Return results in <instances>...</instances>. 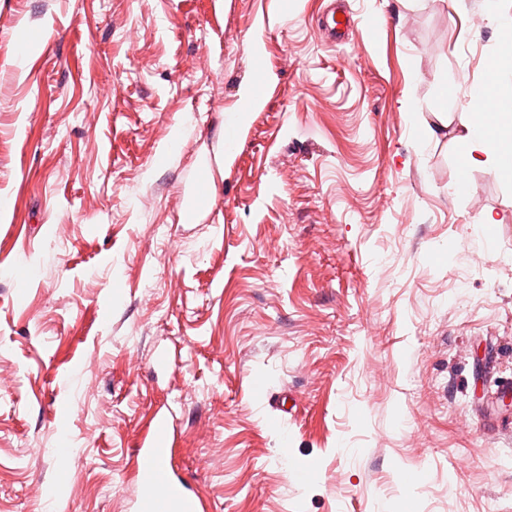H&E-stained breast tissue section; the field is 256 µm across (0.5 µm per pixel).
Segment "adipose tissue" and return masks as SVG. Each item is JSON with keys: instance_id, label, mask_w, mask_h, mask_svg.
Masks as SVG:
<instances>
[{"instance_id": "1", "label": "adipose tissue", "mask_w": 512, "mask_h": 512, "mask_svg": "<svg viewBox=\"0 0 512 512\" xmlns=\"http://www.w3.org/2000/svg\"><path fill=\"white\" fill-rule=\"evenodd\" d=\"M456 106L470 115L458 135L468 166H492L512 177V113L477 91L465 94Z\"/></svg>"}]
</instances>
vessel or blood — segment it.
<instances>
[{"label":"vessel or blood","instance_id":"obj_1","mask_svg":"<svg viewBox=\"0 0 512 512\" xmlns=\"http://www.w3.org/2000/svg\"><path fill=\"white\" fill-rule=\"evenodd\" d=\"M174 450L165 426H157L137 452V472L144 488L138 512H198L200 497L190 495L170 472Z\"/></svg>","mask_w":512,"mask_h":512}]
</instances>
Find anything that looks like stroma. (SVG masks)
I'll return each mask as SVG.
<instances>
[{"instance_id": "stroma-1", "label": "stroma", "mask_w": 512, "mask_h": 512, "mask_svg": "<svg viewBox=\"0 0 512 512\" xmlns=\"http://www.w3.org/2000/svg\"><path fill=\"white\" fill-rule=\"evenodd\" d=\"M488 4L0 0V512H137L160 420L205 512H512ZM260 106V94L256 86L247 85L241 94L240 106L236 112L225 114L224 118V139H233L239 131L247 124L252 112ZM453 106L470 114L457 136L467 149V167L494 166L512 178V113L493 106L478 91H470Z\"/></svg>"}]
</instances>
